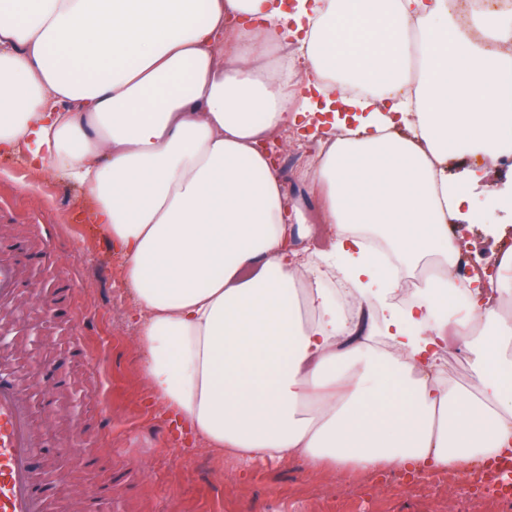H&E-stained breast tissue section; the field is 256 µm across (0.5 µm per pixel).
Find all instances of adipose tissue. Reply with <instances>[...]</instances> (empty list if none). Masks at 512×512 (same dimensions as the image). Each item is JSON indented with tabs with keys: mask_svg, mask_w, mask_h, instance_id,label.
Instances as JSON below:
<instances>
[{
	"mask_svg": "<svg viewBox=\"0 0 512 512\" xmlns=\"http://www.w3.org/2000/svg\"><path fill=\"white\" fill-rule=\"evenodd\" d=\"M509 41L512 19L465 27L449 0H0V156L92 199L125 257L145 377L214 450L423 477L512 451V317L495 306L512 248L464 318L445 274L449 225L473 220L449 157L512 156ZM266 42L322 102L290 98ZM306 114L323 127L306 173L334 239L323 268L289 245L309 218L264 148ZM391 257L424 292L403 312L384 303ZM326 268L357 313L314 287L304 324L299 277ZM451 346L474 354L471 387L439 374Z\"/></svg>",
	"mask_w": 512,
	"mask_h": 512,
	"instance_id": "1",
	"label": "adipose tissue"
}]
</instances>
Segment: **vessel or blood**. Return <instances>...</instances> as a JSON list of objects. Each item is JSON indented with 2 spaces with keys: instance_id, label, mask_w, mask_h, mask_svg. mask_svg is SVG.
Returning a JSON list of instances; mask_svg holds the SVG:
<instances>
[{
  "instance_id": "1",
  "label": "vessel or blood",
  "mask_w": 512,
  "mask_h": 512,
  "mask_svg": "<svg viewBox=\"0 0 512 512\" xmlns=\"http://www.w3.org/2000/svg\"><path fill=\"white\" fill-rule=\"evenodd\" d=\"M23 288L17 265L0 260V304L15 301ZM43 453L33 433L25 390L0 377V512H46L49 487L36 464Z\"/></svg>"
}]
</instances>
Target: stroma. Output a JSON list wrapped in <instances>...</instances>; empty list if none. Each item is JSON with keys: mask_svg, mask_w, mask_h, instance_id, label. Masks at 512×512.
<instances>
[{"mask_svg": "<svg viewBox=\"0 0 512 512\" xmlns=\"http://www.w3.org/2000/svg\"><path fill=\"white\" fill-rule=\"evenodd\" d=\"M469 168L482 169L485 178L473 198L476 220L457 245L494 258L512 245V223L502 224L495 200L512 182V168L483 155L448 164L452 175ZM92 208L67 178L32 171L20 155L0 157V236L39 254L21 268L34 285L23 301L36 329H19L7 361L34 400L49 393L29 358L39 352L82 399L81 427L99 431L83 440L87 467L57 475L59 512H84V492L106 480V499L118 512H512L485 493L461 495L460 486L477 479L474 464L409 484L393 467L313 472L301 458L245 461L215 452L190 429L175 430L144 377L129 288L109 302L96 274L101 267L120 275L124 258L86 222ZM58 288L66 300L53 314Z\"/></svg>", "mask_w": 512, "mask_h": 512, "instance_id": "obj_1", "label": "stroma"}]
</instances>
